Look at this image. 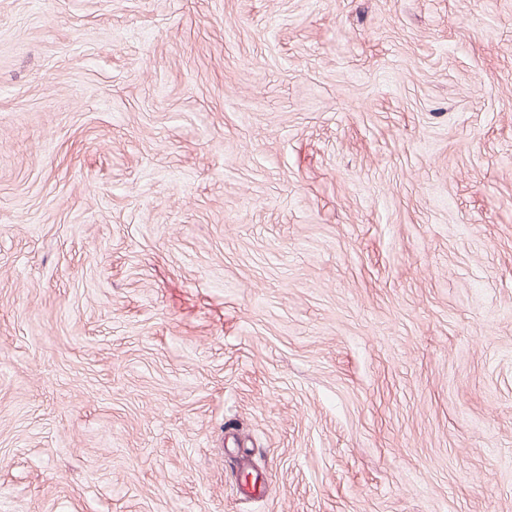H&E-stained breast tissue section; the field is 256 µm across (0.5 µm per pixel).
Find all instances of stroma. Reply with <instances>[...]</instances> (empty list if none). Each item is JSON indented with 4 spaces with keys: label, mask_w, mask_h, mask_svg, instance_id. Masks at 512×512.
<instances>
[{
    "label": "stroma",
    "mask_w": 512,
    "mask_h": 512,
    "mask_svg": "<svg viewBox=\"0 0 512 512\" xmlns=\"http://www.w3.org/2000/svg\"><path fill=\"white\" fill-rule=\"evenodd\" d=\"M0 512H512V0H0Z\"/></svg>",
    "instance_id": "stroma-1"
}]
</instances>
